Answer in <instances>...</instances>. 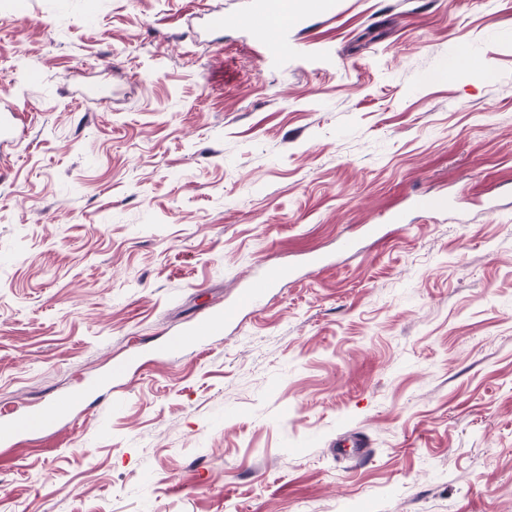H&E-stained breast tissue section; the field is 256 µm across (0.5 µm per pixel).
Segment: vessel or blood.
<instances>
[{"mask_svg": "<svg viewBox=\"0 0 512 512\" xmlns=\"http://www.w3.org/2000/svg\"><path fill=\"white\" fill-rule=\"evenodd\" d=\"M334 9L333 0H254L247 15L235 18V25L247 28L253 35L264 57L274 59L288 49V27L302 12L327 15ZM420 212L437 215L448 210V198L442 194L422 193L415 199ZM287 270L281 265L264 267L259 276L239 292L236 300L206 317L193 326L169 337L166 350L178 353L223 335L226 326L232 324L239 311L262 304L269 290L285 279ZM130 363L117 360L107 372L88 382V389L110 386L112 381L125 378ZM75 393L59 394L38 408L22 411L0 420V445L14 446L20 438L42 433L71 414L78 405Z\"/></svg>", "mask_w": 512, "mask_h": 512, "instance_id": "b4317fda", "label": "vessel or blood"}]
</instances>
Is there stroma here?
<instances>
[{"mask_svg":"<svg viewBox=\"0 0 512 512\" xmlns=\"http://www.w3.org/2000/svg\"><path fill=\"white\" fill-rule=\"evenodd\" d=\"M335 2L264 59L198 21L250 0H0V414L135 357L0 450V512H512V0ZM415 207L426 214H441L448 210V197L443 194L422 193L415 198ZM286 276L287 270L282 265L264 267L256 279L241 289L232 304L170 336L166 344V352L178 353L192 345L209 342L218 336H223L224 328L235 321L240 310L260 306L269 290L284 280ZM130 365V358L127 360H117L112 362L107 372L98 378L90 380L84 387L83 391L111 386L112 381L122 380L128 375Z\"/></svg>","mask_w":512,"mask_h":512,"instance_id":"35a3bbf8","label":"stroma"}]
</instances>
